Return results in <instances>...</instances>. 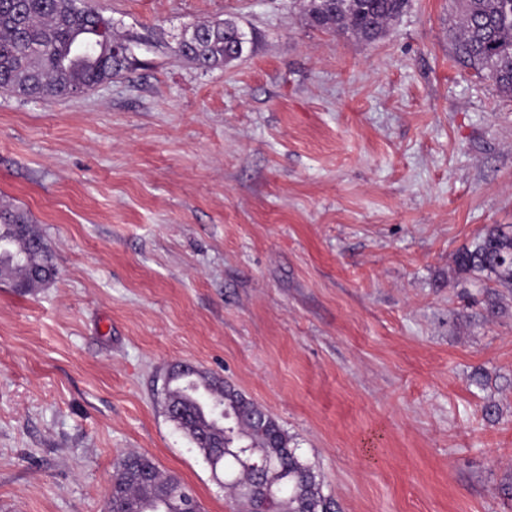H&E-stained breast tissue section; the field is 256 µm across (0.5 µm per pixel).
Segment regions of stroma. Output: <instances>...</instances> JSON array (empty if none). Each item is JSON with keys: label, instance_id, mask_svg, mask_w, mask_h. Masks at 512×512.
<instances>
[{"label": "stroma", "instance_id": "obj_1", "mask_svg": "<svg viewBox=\"0 0 512 512\" xmlns=\"http://www.w3.org/2000/svg\"><path fill=\"white\" fill-rule=\"evenodd\" d=\"M154 31L71 97L0 89V205L55 279L0 283V512H105L130 453L239 512L167 418L192 363L272 415L335 512H512V288L457 253L512 224V98L458 62L459 0L380 39L304 0H92ZM250 36L228 67L168 45ZM236 23L231 19L203 22L191 27L175 41L170 50L178 56L191 59L201 68L228 66L239 59L242 43L237 44ZM195 28L197 31L195 32ZM237 45V50H234Z\"/></svg>", "mask_w": 512, "mask_h": 512}]
</instances>
